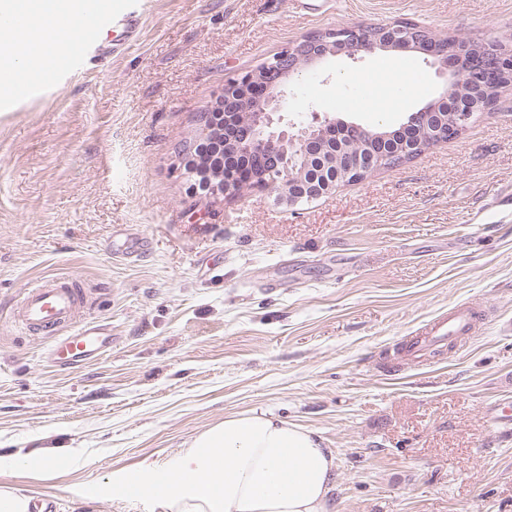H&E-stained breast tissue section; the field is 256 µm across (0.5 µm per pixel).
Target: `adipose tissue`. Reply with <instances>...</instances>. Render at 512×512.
<instances>
[{
    "mask_svg": "<svg viewBox=\"0 0 512 512\" xmlns=\"http://www.w3.org/2000/svg\"><path fill=\"white\" fill-rule=\"evenodd\" d=\"M19 1L32 23L22 33L0 25V41L19 47L0 71L31 75L64 49L55 24L83 35V0H0V18ZM138 475L141 493L165 512H328L336 457L309 428L251 411L225 415L167 465L142 463Z\"/></svg>",
    "mask_w": 512,
    "mask_h": 512,
    "instance_id": "adipose-tissue-1",
    "label": "adipose tissue"
}]
</instances>
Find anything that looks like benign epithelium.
Masks as SVG:
<instances>
[{"label": "benign epithelium", "mask_w": 512, "mask_h": 512, "mask_svg": "<svg viewBox=\"0 0 512 512\" xmlns=\"http://www.w3.org/2000/svg\"><path fill=\"white\" fill-rule=\"evenodd\" d=\"M475 42L438 36L411 21L388 25L338 26L305 36L260 66L224 83V94L201 115L197 135L180 151L181 164L193 180L191 188L211 197L233 196L241 187L275 196L290 208L312 203L336 191L350 175L365 179L390 156L389 133H375L355 122L320 117L299 129L281 126L286 87L303 68L328 57L356 58L378 48L398 52L415 49L438 66L445 78L438 96L412 113L408 125L417 137L397 155H417L426 146L459 136L495 99L486 91L496 77L512 79V47L500 41ZM457 86L474 89V98L454 109L448 100ZM243 156L249 165L233 175L224 172V156Z\"/></svg>", "instance_id": "benign-epithelium-1"}]
</instances>
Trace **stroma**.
Listing matches in <instances>:
<instances>
[{
  "label": "stroma",
  "instance_id": "stroma-1",
  "mask_svg": "<svg viewBox=\"0 0 512 512\" xmlns=\"http://www.w3.org/2000/svg\"><path fill=\"white\" fill-rule=\"evenodd\" d=\"M135 3L121 55L0 100V463L82 453L51 480L0 466V484L49 512H162L118 495L113 472L263 411L334 450L330 512H512V427L488 417L512 400V85L458 137L294 211L192 192L178 155L229 77L307 34L408 19L512 42V0ZM397 62L423 97L386 100ZM442 87L412 50L335 56L295 78L287 117L394 127ZM50 278L85 290L110 352L54 367L50 340L15 327L16 301ZM459 305L474 335L397 356Z\"/></svg>",
  "mask_w": 512,
  "mask_h": 512
}]
</instances>
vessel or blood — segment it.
Segmentation results:
<instances>
[{"mask_svg": "<svg viewBox=\"0 0 512 512\" xmlns=\"http://www.w3.org/2000/svg\"><path fill=\"white\" fill-rule=\"evenodd\" d=\"M82 21L86 28L103 33V40L93 45L71 37L68 28L59 27L56 35L67 47L48 68L39 72L38 83L56 82L59 76L74 71L91 56L107 58L124 50L137 39L142 16L125 0H87ZM80 304L77 288L59 279L45 280L23 293L14 306L13 318L29 333L52 339L51 355L58 363L76 365L95 358L112 344L110 332L79 321ZM473 328L472 310L458 306L426 325L406 342L404 349L415 355L456 342Z\"/></svg>", "mask_w": 512, "mask_h": 512, "instance_id": "obj_1", "label": "vessel or blood"}]
</instances>
